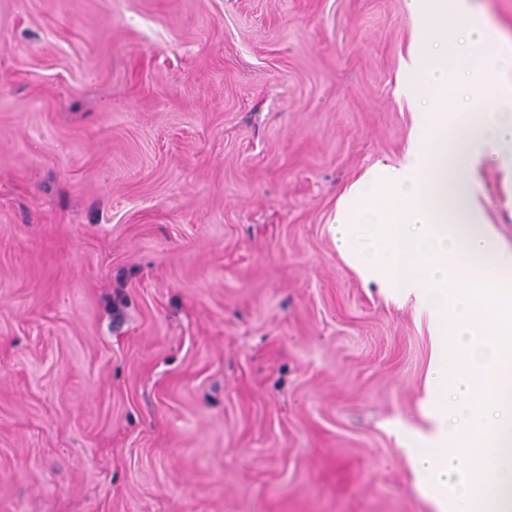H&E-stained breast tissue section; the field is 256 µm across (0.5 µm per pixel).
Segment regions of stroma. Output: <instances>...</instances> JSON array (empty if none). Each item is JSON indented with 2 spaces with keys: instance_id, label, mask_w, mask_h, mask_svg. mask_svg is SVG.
<instances>
[{
  "instance_id": "stroma-1",
  "label": "stroma",
  "mask_w": 512,
  "mask_h": 512,
  "mask_svg": "<svg viewBox=\"0 0 512 512\" xmlns=\"http://www.w3.org/2000/svg\"><path fill=\"white\" fill-rule=\"evenodd\" d=\"M408 0H0V512H435L424 305L340 194L406 160ZM504 172L477 188L512 249Z\"/></svg>"
}]
</instances>
